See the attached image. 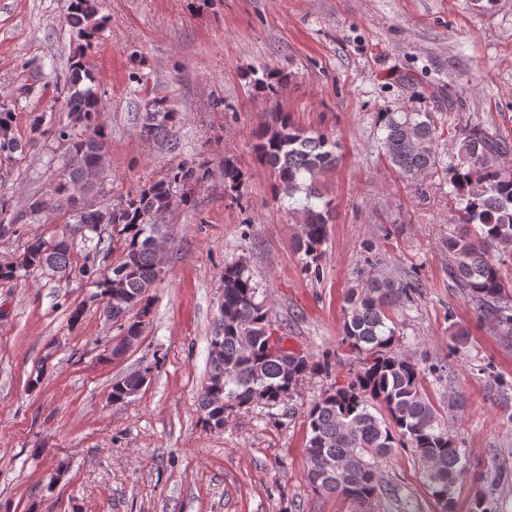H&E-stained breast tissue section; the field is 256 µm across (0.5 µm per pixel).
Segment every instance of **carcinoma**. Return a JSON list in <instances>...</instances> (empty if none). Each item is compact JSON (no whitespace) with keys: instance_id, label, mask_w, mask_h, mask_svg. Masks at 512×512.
Listing matches in <instances>:
<instances>
[{"instance_id":"carcinoma-1","label":"carcinoma","mask_w":512,"mask_h":512,"mask_svg":"<svg viewBox=\"0 0 512 512\" xmlns=\"http://www.w3.org/2000/svg\"><path fill=\"white\" fill-rule=\"evenodd\" d=\"M67 22L77 41L64 83L69 121L54 134L68 144L71 171L50 193L31 199L22 212L8 213V202L0 199V234L47 211L65 217L69 228L58 239H33L16 261L0 264V286L18 284L30 269L91 280L96 295L104 300V316L122 336L112 350L120 356L138 341L151 313L149 292L159 279L167 242L158 219L176 200L191 203L194 188L207 180L209 171L193 160H183L117 206L92 209L85 204L84 178L102 170L106 134L100 121L101 96L84 57L104 20L98 17L94 0H68ZM284 79L268 71L251 80V86L270 89ZM177 117L165 99L154 97L140 113V134L146 139L167 137ZM381 123L386 156L404 178L415 180L440 165L431 113L384 112ZM11 127L12 108L1 101L0 153L21 148ZM253 138V150L278 177L279 190L291 200L304 194L295 245L309 268L322 254L332 213L330 202L318 192L317 179L336 167V151L325 137L308 136L294 127L286 113L256 130ZM511 152V139L490 137L474 125L464 132L457 159L447 167L448 197L458 201L454 222L479 226L475 233L450 235L446 240L455 281L480 313L492 316L508 333H512V299L501 266L512 260V168L501 157ZM314 199L322 205L313 204ZM105 226L112 228V237L102 235ZM78 241L90 244L80 265L74 261ZM117 247L121 258L112 263ZM223 280V302L210 336L209 372L198 397L202 422L210 430L224 429L230 410L257 403L277 406L292 399L306 376L329 377L335 371L333 352L319 359L285 350L271 354L270 311L256 300L257 284L246 266H225ZM410 291L411 286L386 278L368 279L349 291L341 344L354 355L357 368L346 383L331 386L307 412L305 477L315 492L366 505L391 493L379 484L377 459L397 448H409L422 463L424 483L440 512H454L457 484L468 471L469 460L424 392L419 365L396 351L395 329L388 324L389 307ZM144 381L142 373L115 381L112 402L127 401Z\"/></svg>"}]
</instances>
